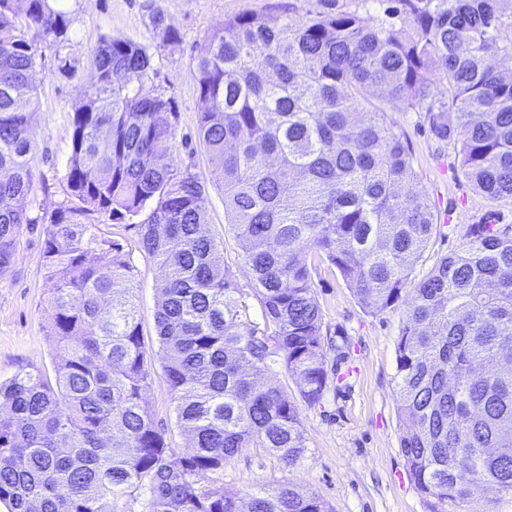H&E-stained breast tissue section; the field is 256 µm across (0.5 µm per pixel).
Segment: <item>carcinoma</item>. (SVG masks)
I'll return each instance as SVG.
<instances>
[{"mask_svg":"<svg viewBox=\"0 0 512 512\" xmlns=\"http://www.w3.org/2000/svg\"><path fill=\"white\" fill-rule=\"evenodd\" d=\"M383 7L374 22L360 8ZM56 0H0V275L22 226H42L53 282L47 335L55 383L0 382V503L8 512H114L149 492V512H332L297 484L246 497L224 465L260 448L287 465L303 454L300 411L263 382L278 366L309 406L340 383L347 358L324 328L317 288L336 269L359 303L405 306L397 341L400 448L430 512H488L512 494V225L472 224L460 249L419 281L414 263L437 225L407 141L387 108L427 113L461 170L491 200L512 199V0H356L302 20L238 15L206 35L194 70L198 139L224 189L228 226L251 274L202 233L208 190L174 164V102L145 93L148 48L118 36L91 50L95 74L72 113L65 203L30 216L33 73L41 45L60 48L70 20ZM166 45L178 33L152 17ZM138 229L160 273L157 350L147 355L131 254L103 235ZM260 305L253 320L247 298ZM167 378L186 453L144 397ZM116 512H147L148 493L145 489L129 490L112 502Z\"/></svg>","mask_w":512,"mask_h":512,"instance_id":"carcinoma-1","label":"carcinoma"}]
</instances>
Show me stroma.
<instances>
[{"label":"stroma","mask_w":512,"mask_h":512,"mask_svg":"<svg viewBox=\"0 0 512 512\" xmlns=\"http://www.w3.org/2000/svg\"><path fill=\"white\" fill-rule=\"evenodd\" d=\"M348 0H59L70 19L62 48L41 47L34 81L38 110L32 117L36 148L31 213L49 212L67 199L64 179L71 150V116L94 74L88 65L101 38L120 36L147 45L154 68L145 90L171 96L177 111L175 161L190 167L209 190L206 234L222 237L224 260L240 283L248 274L240 249L226 233L224 192L197 138L199 90L192 58L203 37L222 27L225 18L240 14L286 15L303 19L335 11ZM163 16L176 29V46L156 36L153 16ZM70 63L62 71V63ZM387 120L404 136L412 151L418 187L437 214V229L415 265L413 279L422 278L439 258L458 250L469 225L487 214L512 224V200H488L463 178L454 145L435 140L423 113L398 108ZM110 236L131 252L134 269L132 299L137 306L147 349L157 346L154 319L159 271L140 252L137 230L108 225ZM318 298L325 324L336 343L349 347L341 365L338 388L327 392L322 405L299 403L306 450L294 465L244 449L224 467L225 487L248 495L264 485L294 483L332 506L334 512H428L424 497L411 483L399 439L405 425L395 389L396 341L404 323L403 309L370 312L346 288L339 273L322 269ZM52 284L43 259L39 229L23 228L17 260L0 275V380L19 373L53 377V347L46 334L47 300ZM145 398L168 429L171 447L185 452L190 441L178 428L168 382L155 370Z\"/></svg>","instance_id":"stroma-1"}]
</instances>
